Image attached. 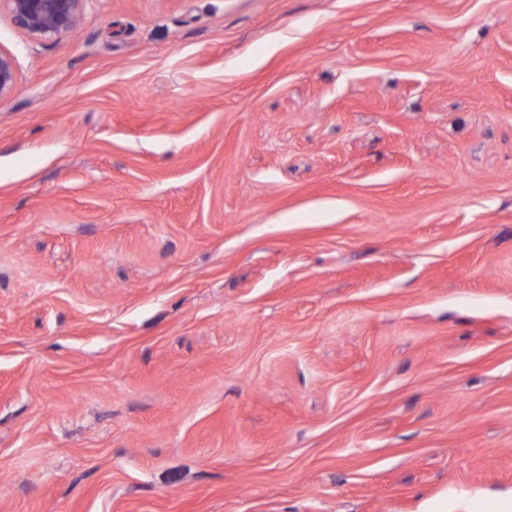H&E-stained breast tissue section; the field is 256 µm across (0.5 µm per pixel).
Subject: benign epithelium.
Instances as JSON below:
<instances>
[{
  "mask_svg": "<svg viewBox=\"0 0 512 512\" xmlns=\"http://www.w3.org/2000/svg\"><path fill=\"white\" fill-rule=\"evenodd\" d=\"M16 24L32 38L48 41L72 33L80 24L84 0H0ZM17 82L13 55L0 51V100L11 96Z\"/></svg>",
  "mask_w": 512,
  "mask_h": 512,
  "instance_id": "benign-epithelium-1",
  "label": "benign epithelium"
}]
</instances>
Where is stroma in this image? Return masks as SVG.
Segmentation results:
<instances>
[{
  "mask_svg": "<svg viewBox=\"0 0 512 512\" xmlns=\"http://www.w3.org/2000/svg\"><path fill=\"white\" fill-rule=\"evenodd\" d=\"M0 50V512H512V0ZM17 82L16 61L13 55L0 50V100L11 96Z\"/></svg>",
  "mask_w": 512,
  "mask_h": 512,
  "instance_id": "1",
  "label": "stroma"
}]
</instances>
